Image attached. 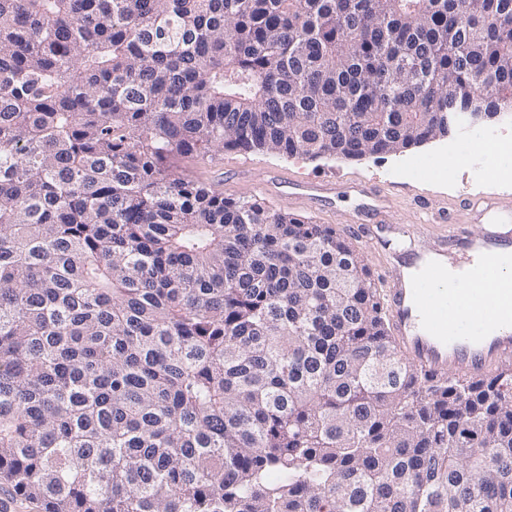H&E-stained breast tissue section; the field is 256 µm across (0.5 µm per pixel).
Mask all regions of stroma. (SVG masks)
Masks as SVG:
<instances>
[{
    "instance_id": "obj_1",
    "label": "stroma",
    "mask_w": 512,
    "mask_h": 512,
    "mask_svg": "<svg viewBox=\"0 0 512 512\" xmlns=\"http://www.w3.org/2000/svg\"><path fill=\"white\" fill-rule=\"evenodd\" d=\"M471 150L464 134L435 139L397 155H376L359 161L213 149L189 160L185 172L208 188L234 198L253 197V184L271 171L280 172L286 180L335 181L336 196L323 206L285 195L269 198L268 203L274 209L309 218L314 223L333 225L350 236L380 282L384 279L385 258L374 238L377 220L371 213L370 190L391 189L385 233L398 238L408 249L433 242L432 231L419 236L407 232L423 205L435 215L455 217L456 229L465 239L476 240L489 232V225L482 221L459 216L462 198L512 197V183H504L495 172L493 156H486L483 166L475 167ZM422 159L435 163V170L418 172L416 165Z\"/></svg>"
}]
</instances>
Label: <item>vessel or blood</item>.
<instances>
[{
    "label": "vessel or blood",
    "mask_w": 512,
    "mask_h": 512,
    "mask_svg": "<svg viewBox=\"0 0 512 512\" xmlns=\"http://www.w3.org/2000/svg\"><path fill=\"white\" fill-rule=\"evenodd\" d=\"M287 186L290 196L311 202L335 194V182L284 184L279 173L259 183L263 193ZM470 211L485 217L492 229L476 243L484 260L463 279L448 281L440 267L426 266L407 280L402 265L407 257L392 239L379 242L391 258L392 276L385 293L390 330L402 355L417 368L438 377L462 380L492 375L512 362V278L502 275L489 253L512 248V200L477 199Z\"/></svg>",
    "instance_id": "b4317fda"
}]
</instances>
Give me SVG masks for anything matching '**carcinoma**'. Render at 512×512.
Masks as SVG:
<instances>
[{
  "label": "carcinoma",
  "instance_id": "obj_1",
  "mask_svg": "<svg viewBox=\"0 0 512 512\" xmlns=\"http://www.w3.org/2000/svg\"><path fill=\"white\" fill-rule=\"evenodd\" d=\"M512 88V0H0V481L43 512H512V365L400 353L330 224L183 173Z\"/></svg>",
  "mask_w": 512,
  "mask_h": 512
}]
</instances>
